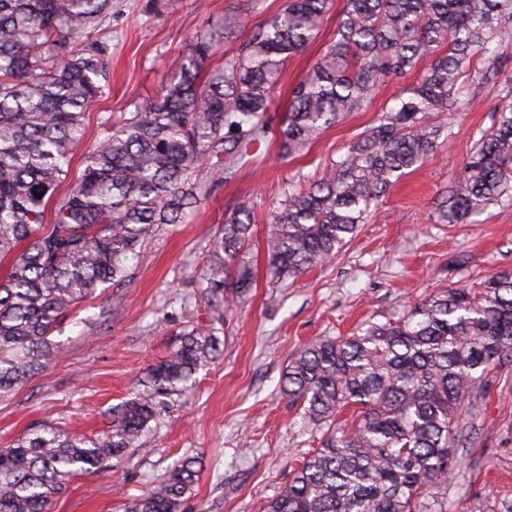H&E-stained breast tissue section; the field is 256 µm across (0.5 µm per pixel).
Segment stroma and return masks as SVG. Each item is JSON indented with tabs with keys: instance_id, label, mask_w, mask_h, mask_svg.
<instances>
[{
	"instance_id": "obj_1",
	"label": "stroma",
	"mask_w": 512,
	"mask_h": 512,
	"mask_svg": "<svg viewBox=\"0 0 512 512\" xmlns=\"http://www.w3.org/2000/svg\"><path fill=\"white\" fill-rule=\"evenodd\" d=\"M287 0H112V92L86 109L83 144L72 176L84 168L103 123H120L159 93L173 59L217 21L226 26L211 67L235 54ZM343 0H336L316 40L285 63L264 119L271 129L254 161L231 179L208 183V198L177 224L156 226L120 285L98 289L52 334L51 360L23 385L0 396V448L44 425L94 437L108 414L171 351L179 333L214 332L221 353L195 376L137 448L106 473L82 474L52 512H123L130 497L190 455L198 482L184 512H262L292 475L318 433L301 404L280 392L289 359L325 337L348 336L368 322L406 314L420 299L450 288H475L489 274L512 271V205L493 206L474 224H443L439 205L462 177L481 134L494 122L503 86H512V44L502 47L498 75L464 89L462 111L436 114L450 123L429 159L379 201L353 238L331 259L296 279L274 282L264 252L271 212L288 187L329 177L332 163L356 143L383 108L412 88L428 63L385 78L362 110L348 113L302 152L285 156L278 133L289 92L336 39ZM247 207L255 217L246 247L254 281L233 310L217 316L204 299L210 244L227 218ZM482 436L464 449V466L448 482L447 512H503L512 505V356L486 378Z\"/></svg>"
}]
</instances>
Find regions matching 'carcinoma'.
<instances>
[{"mask_svg":"<svg viewBox=\"0 0 512 512\" xmlns=\"http://www.w3.org/2000/svg\"><path fill=\"white\" fill-rule=\"evenodd\" d=\"M333 0H289L222 66L215 34L196 36L173 66L162 97L130 113L87 154L85 168L44 215L84 137L87 106L106 95L110 44L99 30L112 0H0V393L44 367L54 325L97 288L118 285L156 224H176L199 206L206 180L254 159L284 61L319 33ZM512 0H344L329 45L291 91L280 131L289 155L348 112L361 110L387 75L426 57L408 97L385 108L334 163L333 176L289 188L266 241L269 271L284 281L332 258L408 170L447 134L435 112H458L464 83L489 79L512 42ZM512 203V98L504 96L463 178L448 191L443 221L464 224ZM250 213L238 210L211 244L207 301L223 315L224 284H253L243 253ZM219 354L198 328L148 368L147 381L112 408L111 430L91 439L43 426L0 448V512H50L71 480L123 457L167 400ZM512 354V271L481 291L450 288L399 320L370 323L348 337L297 351L281 390L324 431L265 512H424L420 498L461 466L481 418L486 375ZM355 407L351 420L339 410ZM186 457L125 512H181L197 483Z\"/></svg>","mask_w":512,"mask_h":512,"instance_id":"1","label":"carcinoma"}]
</instances>
